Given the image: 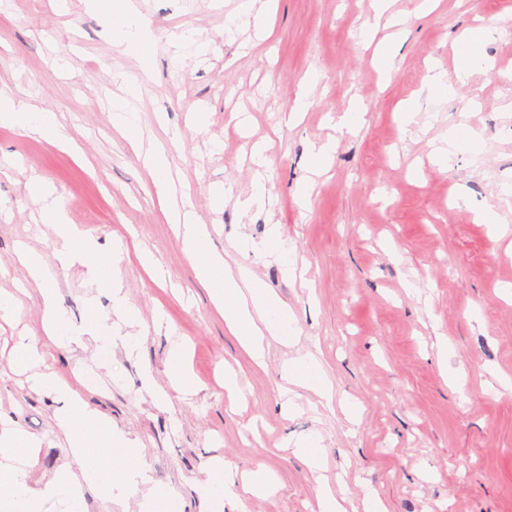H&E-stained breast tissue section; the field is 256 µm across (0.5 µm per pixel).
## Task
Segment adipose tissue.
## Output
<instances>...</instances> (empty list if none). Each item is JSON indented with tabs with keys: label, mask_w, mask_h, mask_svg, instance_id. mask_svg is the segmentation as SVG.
Segmentation results:
<instances>
[{
	"label": "adipose tissue",
	"mask_w": 512,
	"mask_h": 512,
	"mask_svg": "<svg viewBox=\"0 0 512 512\" xmlns=\"http://www.w3.org/2000/svg\"><path fill=\"white\" fill-rule=\"evenodd\" d=\"M92 5L109 19L108 34L113 46L133 47L141 57H148L153 42L132 0H92ZM489 35L490 30L486 27L466 30L463 34L466 50L455 65L453 74L433 70L424 84L428 96H448L456 86L468 85L478 70H490L491 62L480 54V47ZM139 91L138 78H131L125 83L122 95L112 101V126L141 157L165 218L176 226L182 249L193 261L197 278L207 285L214 306L223 313L226 328L236 337L250 360L256 366H264L268 340L288 345L296 338L298 327L293 315L287 304L253 277L246 266H230L214 248L206 225L200 224L192 211L178 205L170 153L161 145H144L136 113L129 105ZM0 125L37 134L50 145L63 150L72 146L69 135L52 113L2 90ZM29 189L45 202L42 220L55 229L60 265L86 267L97 290L111 293L112 306L118 310L120 320L111 322L109 315L101 312L97 302L92 300L88 303V316L82 326H73L58 306V291L52 273L35 252L22 251L18 260L40 287L45 337L41 340L19 337L12 352L15 368L25 369L40 361L42 342L46 339L58 345H81L90 341L104 351L117 346L133 351L138 343L136 329L141 324L140 314L120 289L115 288L110 257L92 236L79 231L71 223L63 202L55 196L53 187L44 178H33Z\"/></svg>",
	"instance_id": "1"
}]
</instances>
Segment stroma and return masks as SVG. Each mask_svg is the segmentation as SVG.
Here are the masks:
<instances>
[{"label": "stroma", "instance_id": "1", "mask_svg": "<svg viewBox=\"0 0 512 512\" xmlns=\"http://www.w3.org/2000/svg\"><path fill=\"white\" fill-rule=\"evenodd\" d=\"M241 0H142L152 57L118 51L107 18L88 0H0V87L55 114L80 155L0 126V290L25 289L11 324L0 327V416L36 435L41 448L31 485L44 490L43 512H69L70 499L45 484L70 462L53 394L33 389L13 369L16 337L41 336L39 291L18 264L20 247L40 252L58 282L74 325L97 292L81 266L61 267L43 201L28 195L41 176L61 195L80 230L99 245L121 243L116 283L143 321L134 352L102 358L94 344H45L40 372L75 389L115 429L139 439L153 487L172 490L181 512H318L319 483L346 512H365L374 493L384 512H512V0H393V21H375L373 0H276L270 32L238 12ZM495 26L484 45L495 62L475 73L459 98L422 91L429 69L453 71L458 38L475 24ZM208 43L204 60L176 58V38ZM396 42L394 71L383 81L378 45ZM143 78L137 107L144 134L168 142L177 189L207 224L216 250L242 264L291 310L295 344L271 343L265 368H251L195 277L177 231L168 224L130 143L110 121L109 101L128 76ZM312 102L296 126L282 118L300 93ZM358 98L368 110L355 132L336 135L329 116ZM414 104L403 130L397 114ZM465 124L483 148L459 151L448 170L428 153L450 128ZM336 137L325 173L311 175L312 144ZM270 143L265 166L250 160L254 141ZM226 188L223 206L215 192ZM262 206H249L256 190ZM464 190L469 208L450 198ZM493 208L503 232L473 220ZM281 225L297 280L265 250L268 225ZM249 251H236L241 239ZM147 251L168 270L153 281L137 256ZM448 340L440 357L437 337ZM186 344L196 394L170 391L166 403L143 389L144 373L168 388L166 360ZM314 356L332 386L324 402L286 382L285 361ZM242 367L243 393L224 391L225 366ZM294 398L299 411L284 415ZM363 411L350 421L344 404ZM317 437L324 466L311 472L291 444ZM242 472L272 470L279 490L251 498L241 487L219 510L195 487L213 457Z\"/></svg>", "mask_w": 512, "mask_h": 512}]
</instances>
